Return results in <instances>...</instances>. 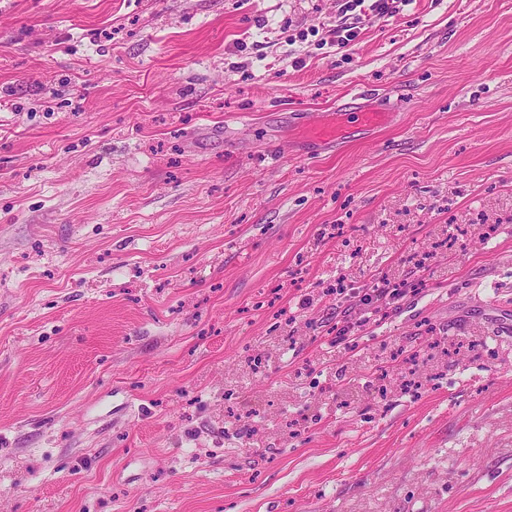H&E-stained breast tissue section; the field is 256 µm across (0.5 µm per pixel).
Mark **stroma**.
Returning <instances> with one entry per match:
<instances>
[{
  "mask_svg": "<svg viewBox=\"0 0 512 512\" xmlns=\"http://www.w3.org/2000/svg\"><path fill=\"white\" fill-rule=\"evenodd\" d=\"M339 7L0 0V512H512V0ZM346 123H349L346 112L336 114V123L328 121L321 124L315 132L313 140L320 143L333 142L335 138L336 141L341 140V136L346 134Z\"/></svg>",
  "mask_w": 512,
  "mask_h": 512,
  "instance_id": "stroma-1",
  "label": "stroma"
}]
</instances>
